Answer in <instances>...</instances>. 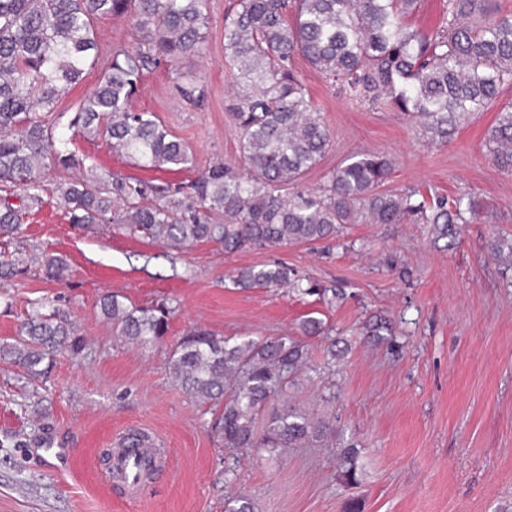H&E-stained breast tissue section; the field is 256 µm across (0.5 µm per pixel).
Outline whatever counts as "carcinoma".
I'll return each mask as SVG.
<instances>
[{"label":"carcinoma","instance_id":"1","mask_svg":"<svg viewBox=\"0 0 512 512\" xmlns=\"http://www.w3.org/2000/svg\"><path fill=\"white\" fill-rule=\"evenodd\" d=\"M419 0H237L224 13V58L237 100L243 171L209 167L181 187L92 175L58 188L70 222L89 229L116 224L167 245L216 241L224 251L265 250L332 239L344 224H401L418 217L454 233L475 215L471 200L387 193L391 163L360 153L333 170L316 192L282 194L316 165L330 145L304 78L303 59L350 97L390 99L416 118L418 135L446 142L459 125L494 103L512 84V11L497 0H448L443 26L425 33L407 18ZM126 17L132 45L112 46V59L67 126L48 122L57 101L84 78L98 51L93 20ZM212 20L207 0H0V238L14 239L23 218L42 203V179L53 164L85 169L71 151L73 137L103 139L143 169L192 167L191 149L134 109L144 77L161 62L177 64L203 53ZM494 161L512 173V105L488 132ZM48 276L62 279L65 263L42 255ZM28 265L0 250V274L22 277ZM241 288L303 290L285 265L240 269ZM119 336L141 347L160 340L172 309L149 308L108 293L100 301ZM83 341L55 312L25 319L0 358L32 379L46 376L53 353H80ZM307 345L293 336L230 344L203 330L182 337L170 372L201 405L221 408L211 431L226 448L300 447L327 436L322 418L295 405L270 406L299 385ZM268 411L264 426L259 413ZM342 481L357 482L358 449L341 452ZM224 512H253L243 495L224 499Z\"/></svg>","mask_w":512,"mask_h":512}]
</instances>
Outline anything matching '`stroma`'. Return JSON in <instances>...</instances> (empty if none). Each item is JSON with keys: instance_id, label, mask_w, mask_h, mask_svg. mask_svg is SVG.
Segmentation results:
<instances>
[{"instance_id": "obj_1", "label": "stroma", "mask_w": 512, "mask_h": 512, "mask_svg": "<svg viewBox=\"0 0 512 512\" xmlns=\"http://www.w3.org/2000/svg\"><path fill=\"white\" fill-rule=\"evenodd\" d=\"M232 2L208 0L202 56L161 64L134 101L192 148L194 168L142 169L106 141L77 140L95 174L176 185L220 161L239 166L224 62ZM95 28L99 63L58 101V122L94 87L113 45L131 39L124 18L96 19ZM296 67L330 133L299 188H321L349 156L373 153L392 164L386 191H463L479 220L453 239L429 224H352L310 245L228 254L201 241L177 251L110 224L73 226L57 186L77 173L52 168L42 205L10 245L29 274L0 277V342L49 300L84 348L57 355L42 380L0 360V512H224L225 496L240 493L254 512H512V174L486 145L512 87L448 142L432 143L392 106L353 101L304 62ZM195 78L208 91L200 109L177 89ZM45 253L66 261L65 281L46 278ZM274 263L316 294L234 286L238 269ZM322 289L343 297L325 303ZM109 292L140 307L167 300L173 315L163 339L142 348L117 336L100 310ZM308 316L330 327L336 351L328 353V339L309 338L308 369L288 398L329 420L333 434L274 455L224 448L211 431L220 408L194 402L174 381L172 348L196 327L234 341L296 336ZM377 316L391 320L390 336H365ZM132 430L150 435L164 458L138 497L123 496L100 460ZM349 443L361 450L354 485L342 481L336 457Z\"/></svg>"}]
</instances>
